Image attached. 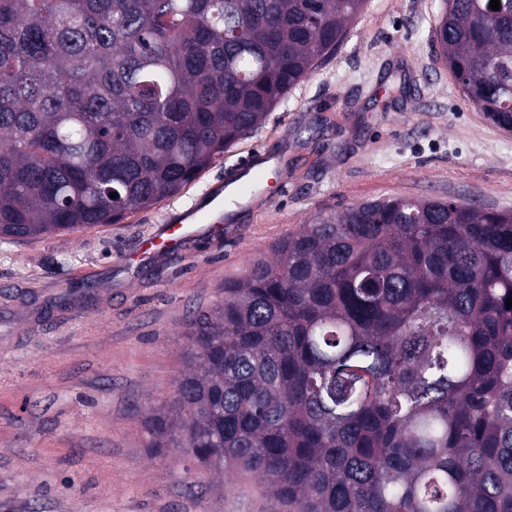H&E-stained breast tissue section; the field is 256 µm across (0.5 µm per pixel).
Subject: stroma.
<instances>
[{
    "instance_id": "stroma-1",
    "label": "stroma",
    "mask_w": 512,
    "mask_h": 512,
    "mask_svg": "<svg viewBox=\"0 0 512 512\" xmlns=\"http://www.w3.org/2000/svg\"><path fill=\"white\" fill-rule=\"evenodd\" d=\"M442 0H368L336 51L177 195L122 223L0 240V512H288L255 478L153 448L185 332L225 280L322 209L392 196L512 209V133L436 53ZM279 160L221 237L141 258L170 217L250 157Z\"/></svg>"
}]
</instances>
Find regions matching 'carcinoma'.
Masks as SVG:
<instances>
[{"mask_svg":"<svg viewBox=\"0 0 512 512\" xmlns=\"http://www.w3.org/2000/svg\"><path fill=\"white\" fill-rule=\"evenodd\" d=\"M367 0H0V239L120 224L253 134ZM439 59L512 133V0ZM118 197L111 198L109 194ZM224 282L153 448L288 512H512V210L319 212Z\"/></svg>","mask_w":512,"mask_h":512,"instance_id":"carcinoma-1","label":"carcinoma"}]
</instances>
